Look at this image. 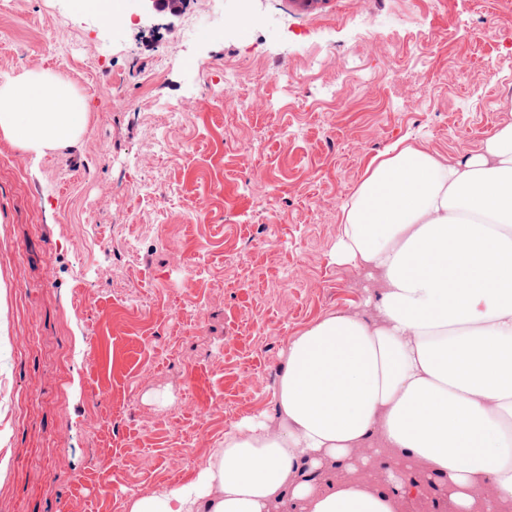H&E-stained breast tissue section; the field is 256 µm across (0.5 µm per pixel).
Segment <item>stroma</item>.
<instances>
[{
    "label": "stroma",
    "mask_w": 512,
    "mask_h": 512,
    "mask_svg": "<svg viewBox=\"0 0 512 512\" xmlns=\"http://www.w3.org/2000/svg\"><path fill=\"white\" fill-rule=\"evenodd\" d=\"M248 7L221 30L209 0L177 16L137 2L122 25L72 0L0 7V79L47 72L90 104L81 136L44 154L0 136V512H125L190 481L226 430L270 409L289 339L361 306L368 280L331 253L373 157L410 134L463 159L506 118L512 12L485 30L484 0ZM366 16L394 21L372 48ZM191 22L208 35L187 39ZM239 65L236 101L260 91L273 109L214 95ZM286 67L302 76L288 92L274 82ZM187 103L158 153L165 113Z\"/></svg>",
    "instance_id": "1"
}]
</instances>
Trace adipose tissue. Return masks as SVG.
<instances>
[{"label":"adipose tissue","instance_id":"ef3b65f1","mask_svg":"<svg viewBox=\"0 0 512 512\" xmlns=\"http://www.w3.org/2000/svg\"><path fill=\"white\" fill-rule=\"evenodd\" d=\"M88 112L48 74L0 82V134L23 149L73 142ZM332 259L376 276L364 311L293 336L272 410L125 512H401L416 469L449 512H512V121L463 160L410 136L374 157Z\"/></svg>","mask_w":512,"mask_h":512}]
</instances>
